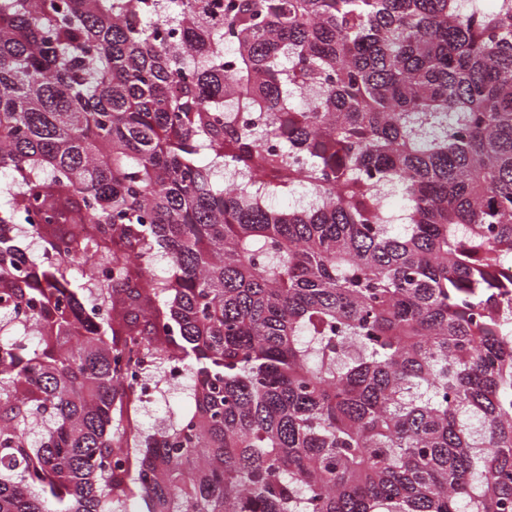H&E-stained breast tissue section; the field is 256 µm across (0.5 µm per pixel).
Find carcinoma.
I'll return each instance as SVG.
<instances>
[{"label":"carcinoma","mask_w":512,"mask_h":512,"mask_svg":"<svg viewBox=\"0 0 512 512\" xmlns=\"http://www.w3.org/2000/svg\"><path fill=\"white\" fill-rule=\"evenodd\" d=\"M480 2L0 0V512H512V0ZM157 358L195 410L113 423ZM308 198L309 190L302 185H297L288 193L273 196L268 204L275 209L292 210L305 204Z\"/></svg>","instance_id":"carcinoma-1"}]
</instances>
